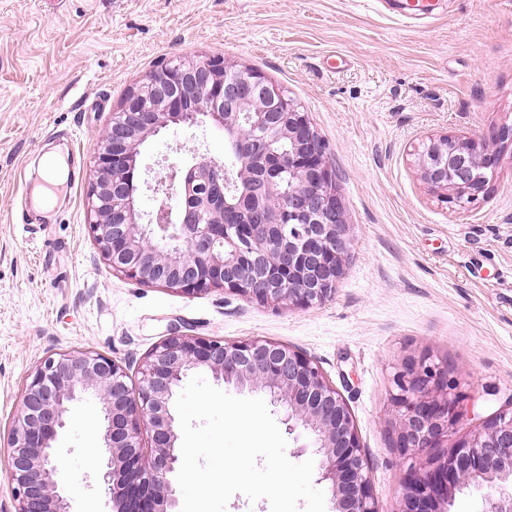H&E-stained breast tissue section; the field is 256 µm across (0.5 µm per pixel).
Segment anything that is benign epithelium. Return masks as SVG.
<instances>
[{
  "mask_svg": "<svg viewBox=\"0 0 512 512\" xmlns=\"http://www.w3.org/2000/svg\"><path fill=\"white\" fill-rule=\"evenodd\" d=\"M150 96L129 93L112 114L94 153L87 222L112 269L144 285L193 295L215 288L260 304L308 308L331 298L353 247L326 145L308 113L259 72L235 70L222 57L169 63L148 77ZM212 122L239 154L238 177L261 199L224 223V166L202 158L156 180L162 195L144 218L133 185L140 147L172 124ZM512 144V126L488 137L430 140L418 156L423 180L455 205L471 203L493 181ZM288 167L283 194L276 172L255 180L252 158ZM205 370L242 391L260 389L301 427L319 456L334 512H378L357 428L348 407L309 358L268 339L228 344L173 333L146 357L138 391L125 370L92 351L46 359L33 373L9 432L7 469L15 512H71L59 492L55 447L69 405L97 400L103 414L98 455L113 512H176L171 474L179 462L172 403L183 379ZM457 382L431 354L395 367L392 411L401 455L435 447L460 422ZM151 449L143 451L142 431ZM483 490V512H512V407L483 421L447 454L410 469L400 512H450L456 493Z\"/></svg>",
  "mask_w": 512,
  "mask_h": 512,
  "instance_id": "benign-epithelium-1",
  "label": "benign epithelium"
}]
</instances>
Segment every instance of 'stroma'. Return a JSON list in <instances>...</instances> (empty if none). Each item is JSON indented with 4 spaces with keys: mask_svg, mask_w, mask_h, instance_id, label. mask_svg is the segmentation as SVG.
I'll return each instance as SVG.
<instances>
[{
    "mask_svg": "<svg viewBox=\"0 0 512 512\" xmlns=\"http://www.w3.org/2000/svg\"><path fill=\"white\" fill-rule=\"evenodd\" d=\"M0 0V472L7 431L35 368L69 351L123 366L130 388L172 328L302 352L344 399L378 512H400L409 463L394 446L393 366L446 361L463 419L421 459L447 453L512 405V161L459 207L420 177L417 152L441 135L512 125V0ZM223 57L286 88L328 146L353 248L330 299L276 308L212 289L194 295L113 271L86 220L100 136L126 92L158 65ZM80 150L60 186L63 215L23 225L36 160ZM224 155V131L172 125L142 147L138 180ZM101 412L75 402L55 446L73 512H107Z\"/></svg>",
    "mask_w": 512,
    "mask_h": 512,
    "instance_id": "stroma-1",
    "label": "stroma"
}]
</instances>
